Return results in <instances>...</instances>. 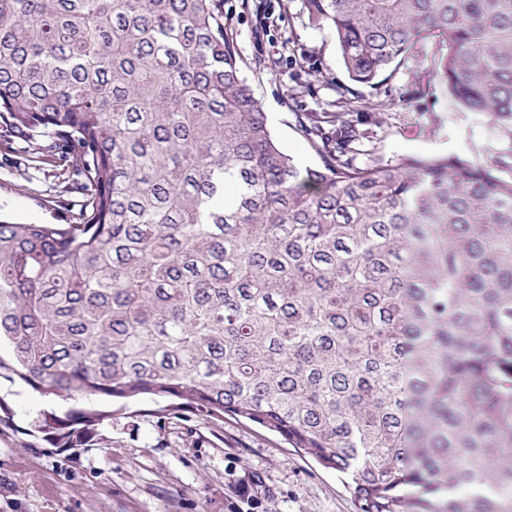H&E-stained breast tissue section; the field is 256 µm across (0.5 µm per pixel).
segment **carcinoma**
Returning a JSON list of instances; mask_svg holds the SVG:
<instances>
[{"mask_svg":"<svg viewBox=\"0 0 512 512\" xmlns=\"http://www.w3.org/2000/svg\"><path fill=\"white\" fill-rule=\"evenodd\" d=\"M351 82L421 42L456 103L512 123V0H304ZM297 112L303 165L221 0H0V152L67 224L0 221V378L65 402L241 417L345 477L360 512H512V180L356 162L359 99ZM112 412L44 410L56 448Z\"/></svg>","mask_w":512,"mask_h":512,"instance_id":"carcinoma-1","label":"carcinoma"}]
</instances>
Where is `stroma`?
Masks as SVG:
<instances>
[{
    "instance_id": "1",
    "label": "stroma",
    "mask_w": 512,
    "mask_h": 512,
    "mask_svg": "<svg viewBox=\"0 0 512 512\" xmlns=\"http://www.w3.org/2000/svg\"><path fill=\"white\" fill-rule=\"evenodd\" d=\"M224 18L280 145L317 163L293 115L333 111L348 81L333 36L310 21L303 0H224ZM432 61V46H418L390 81L355 86L361 101L389 104L381 122L359 114L358 161L457 156L512 177L499 164L512 151V127L456 105L435 83ZM51 183L0 163V219L68 223V210L46 202ZM0 398L12 409L0 425V512H359L338 472L243 419L215 421L148 396L116 400L93 445L60 449L31 428L38 411L62 413L66 403L5 379Z\"/></svg>"
}]
</instances>
